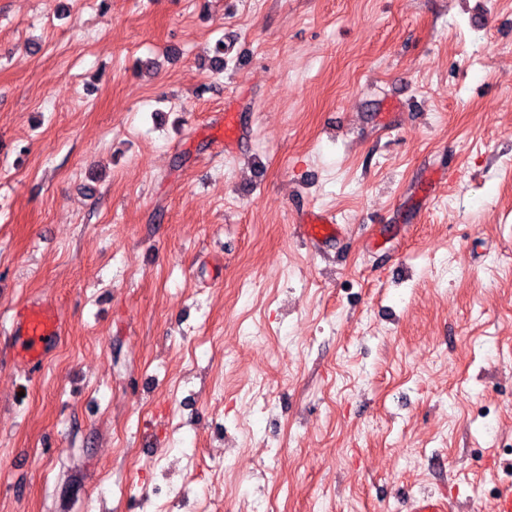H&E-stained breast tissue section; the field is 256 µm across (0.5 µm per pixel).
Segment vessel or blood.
Wrapping results in <instances>:
<instances>
[{"instance_id":"1","label":"vessel or blood","mask_w":512,"mask_h":512,"mask_svg":"<svg viewBox=\"0 0 512 512\" xmlns=\"http://www.w3.org/2000/svg\"><path fill=\"white\" fill-rule=\"evenodd\" d=\"M342 227L330 214L310 213L304 233L307 242L325 248L335 244ZM63 322L52 304L43 303L21 308L12 319L10 340L14 362L34 374L41 370L61 334ZM406 512H448L440 496L424 493L405 498Z\"/></svg>"}]
</instances>
